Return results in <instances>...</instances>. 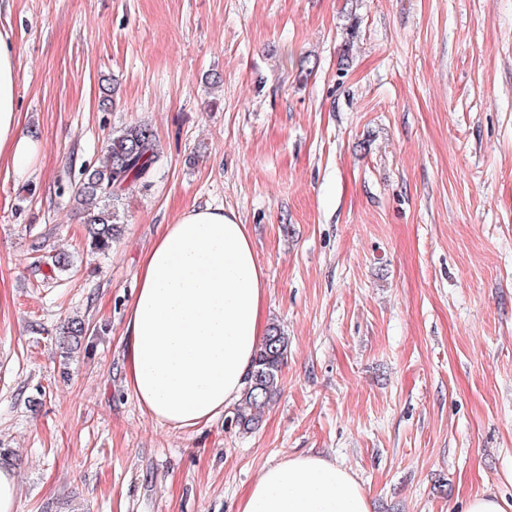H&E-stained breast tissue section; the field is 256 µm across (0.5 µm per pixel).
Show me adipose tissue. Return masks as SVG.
I'll use <instances>...</instances> for the list:
<instances>
[{"label": "adipose tissue", "instance_id": "1", "mask_svg": "<svg viewBox=\"0 0 512 512\" xmlns=\"http://www.w3.org/2000/svg\"><path fill=\"white\" fill-rule=\"evenodd\" d=\"M16 54L0 33V163L27 173L40 142L19 128ZM266 279L247 225L210 206L164 225L141 259L126 310L125 367L143 412L176 430L210 423L239 399L267 325ZM238 512H370L353 474L319 454L263 470Z\"/></svg>", "mask_w": 512, "mask_h": 512}]
</instances>
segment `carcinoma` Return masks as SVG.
<instances>
[{
  "mask_svg": "<svg viewBox=\"0 0 512 512\" xmlns=\"http://www.w3.org/2000/svg\"><path fill=\"white\" fill-rule=\"evenodd\" d=\"M102 151V163L84 170V178L73 196L76 210L88 228V246L92 253H105L112 248L113 239L121 231L115 202L126 190L150 185L160 161L155 133L145 123L113 131L103 142ZM87 333L85 323L74 319L68 323L62 343L70 350L77 347ZM288 347V336L280 325L270 324L231 419L238 429L248 432L259 426L278 392Z\"/></svg>",
  "mask_w": 512,
  "mask_h": 512,
  "instance_id": "1",
  "label": "carcinoma"
}]
</instances>
